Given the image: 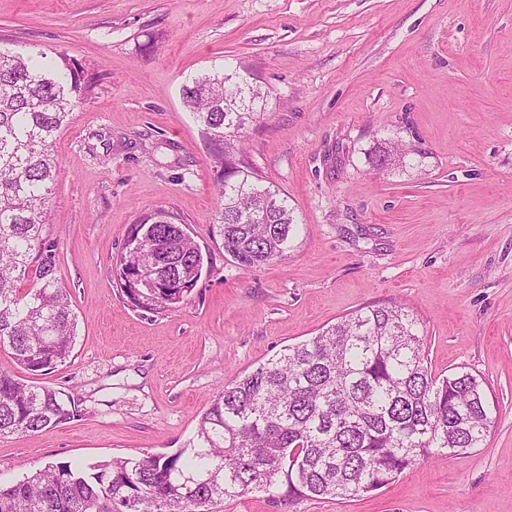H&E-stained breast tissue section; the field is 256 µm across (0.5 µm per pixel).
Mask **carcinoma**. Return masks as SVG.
<instances>
[{"label": "carcinoma", "instance_id": "obj_1", "mask_svg": "<svg viewBox=\"0 0 512 512\" xmlns=\"http://www.w3.org/2000/svg\"><path fill=\"white\" fill-rule=\"evenodd\" d=\"M42 58L0 48V349L32 376L67 362L75 346L76 317L43 228L60 168L53 145L96 88L83 65ZM227 73H204L183 84L181 96L213 146V230L224 252L252 269L286 255L294 219L287 196L240 159L264 94L236 70L224 80ZM178 221L164 208L143 216L116 258L122 292L144 311L176 307L202 277L194 240L171 244ZM155 247L164 284L140 301L129 280L140 252ZM75 411L64 391L0 368V437L66 423ZM493 424L479 376L432 375L419 320L400 306L368 305L225 383L177 453L86 468L49 462L0 486V512H214L252 492L347 501L380 492L443 450L470 453Z\"/></svg>", "mask_w": 512, "mask_h": 512}]
</instances>
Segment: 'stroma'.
Wrapping results in <instances>:
<instances>
[{
    "label": "stroma",
    "mask_w": 512,
    "mask_h": 512,
    "mask_svg": "<svg viewBox=\"0 0 512 512\" xmlns=\"http://www.w3.org/2000/svg\"><path fill=\"white\" fill-rule=\"evenodd\" d=\"M0 46L97 76L55 144L44 226L75 348L34 379L69 392L77 414L1 437V485L51 461L174 453L233 377L397 302L433 374L485 382L482 447L345 503L250 493L217 512H512V0H0ZM226 60L266 98L245 164L297 222L287 257L249 270L213 232L211 146L180 97ZM397 143L405 165L377 169ZM158 208L212 261L160 313L134 307L111 272L130 225Z\"/></svg>",
    "instance_id": "35a3bbf8"
}]
</instances>
